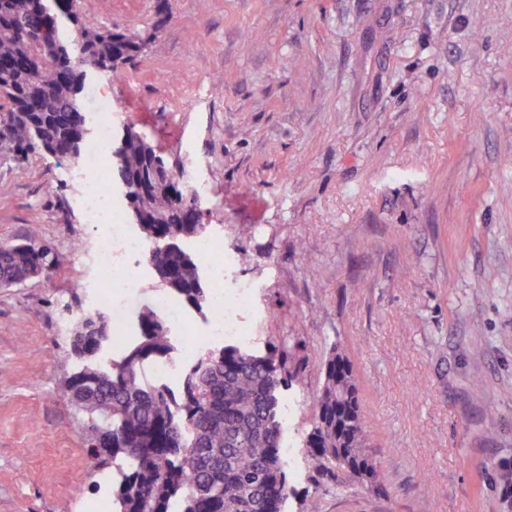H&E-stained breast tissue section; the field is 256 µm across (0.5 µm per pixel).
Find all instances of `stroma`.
I'll use <instances>...</instances> for the list:
<instances>
[{"label":"stroma","mask_w":512,"mask_h":512,"mask_svg":"<svg viewBox=\"0 0 512 512\" xmlns=\"http://www.w3.org/2000/svg\"><path fill=\"white\" fill-rule=\"evenodd\" d=\"M147 37L117 75L132 126L205 184L204 234L251 285L241 347L296 370L285 512H512V0H82ZM80 163L0 146V243L69 261L0 288V512H98L61 396L69 306L99 308ZM349 356L381 487L316 475L304 438ZM492 395L491 405L476 398Z\"/></svg>","instance_id":"35a3bbf8"}]
</instances>
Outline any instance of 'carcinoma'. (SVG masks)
Masks as SVG:
<instances>
[{
  "label": "carcinoma",
  "mask_w": 512,
  "mask_h": 512,
  "mask_svg": "<svg viewBox=\"0 0 512 512\" xmlns=\"http://www.w3.org/2000/svg\"><path fill=\"white\" fill-rule=\"evenodd\" d=\"M52 0H0V141L18 158L51 150L77 159L91 140L81 134L86 72L112 74L134 61L147 40L119 27H100ZM156 149L135 134L108 158L109 184L128 186L141 208L146 261L168 296L204 313L209 282L198 255L183 245L202 235L176 171L157 172ZM54 249L33 238L0 245V286L13 287L62 265ZM136 328L113 340L109 315L79 313L72 322L70 376L81 405L77 429L95 470L112 469V512H284L288 472L283 460L281 389L296 374L271 352L223 344L187 361L177 387L150 382L149 365L174 360L179 345L158 308L142 306ZM316 418L305 448L314 473H346L363 485L379 480V461L364 444L354 365L334 348L323 368Z\"/></svg>",
  "instance_id": "carcinoma-1"
}]
</instances>
